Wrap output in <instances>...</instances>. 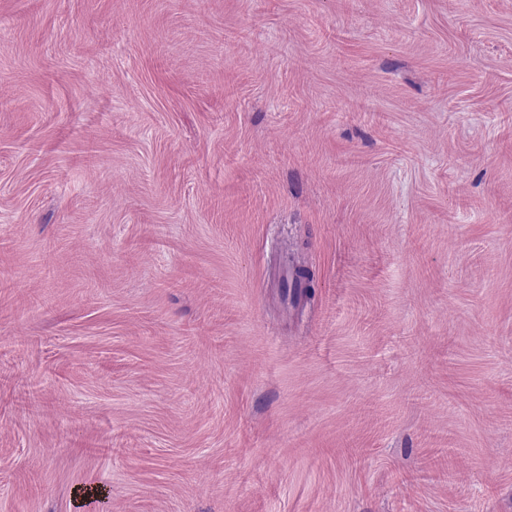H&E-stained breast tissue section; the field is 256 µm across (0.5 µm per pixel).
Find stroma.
Returning <instances> with one entry per match:
<instances>
[{"mask_svg": "<svg viewBox=\"0 0 512 512\" xmlns=\"http://www.w3.org/2000/svg\"><path fill=\"white\" fill-rule=\"evenodd\" d=\"M0 512H512V0H0Z\"/></svg>", "mask_w": 512, "mask_h": 512, "instance_id": "35a3bbf8", "label": "stroma"}]
</instances>
